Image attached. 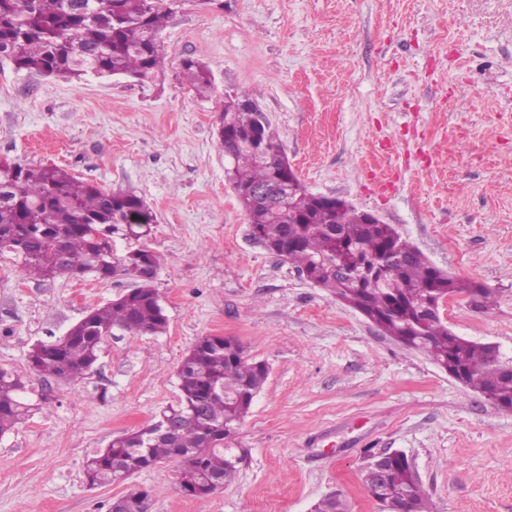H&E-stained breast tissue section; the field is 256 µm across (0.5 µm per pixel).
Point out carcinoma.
<instances>
[{
	"mask_svg": "<svg viewBox=\"0 0 512 512\" xmlns=\"http://www.w3.org/2000/svg\"><path fill=\"white\" fill-rule=\"evenodd\" d=\"M174 13L173 0H0V56L20 69L55 79L125 75L141 81L163 73L161 33ZM180 74L195 94L211 97V74L186 58ZM240 92L224 95L217 134L224 174L243 207L250 236L282 257L307 279L332 292L387 336L419 349L448 373L496 406L512 410V371L490 363V347L448 331L436 313L443 298L471 292L482 306L491 290L448 276L403 239L391 224H370L354 207L337 208L309 192L292 170L277 131L261 112L242 110ZM276 183L281 196L264 200L257 187ZM157 217L130 192H107L59 167H33L0 160V257L23 275L42 280L63 270L96 279L112 272L134 280L119 298L94 308L60 339L38 343L28 354L30 370L61 381L84 377L96 366L114 329L131 336L166 332L168 318L153 278L139 257L144 245L121 256L114 236L139 241ZM403 261L386 269L383 256ZM268 378V368L243 355L242 345L224 336H202L183 356L179 402L173 409L194 419L141 447L132 435L118 438L87 458L91 486L125 480L164 459L180 463L179 491L204 498L236 479L240 464L224 441L250 412ZM24 376L0 369V437L33 409ZM363 485L384 512H432L430 498L403 452L388 460L381 478L363 473ZM145 490L116 497L109 512H147ZM312 512H350L341 493H330Z\"/></svg>",
	"mask_w": 512,
	"mask_h": 512,
	"instance_id": "carcinoma-1",
	"label": "carcinoma"
}]
</instances>
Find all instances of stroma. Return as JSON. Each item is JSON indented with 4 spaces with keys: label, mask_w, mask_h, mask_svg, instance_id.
<instances>
[{
    "label": "stroma",
    "mask_w": 512,
    "mask_h": 512,
    "mask_svg": "<svg viewBox=\"0 0 512 512\" xmlns=\"http://www.w3.org/2000/svg\"><path fill=\"white\" fill-rule=\"evenodd\" d=\"M161 40L160 87L46 78L0 57V159L142 197L168 317L157 336L113 330L79 381L30 375L33 344L133 282L31 279L0 259V369L29 374L36 406L0 437V512H107L133 490L150 491L148 512H311L336 490L351 512H383L361 471L387 450L408 456L435 512H512V411L255 244L216 145L225 93L246 92L309 192L376 214L492 290L490 307L458 297L441 314L510 358L512 0H183ZM186 58L210 69L211 97L181 82ZM206 335L269 369L229 441L247 455L236 480L189 497L163 461L89 486L86 459L177 401V368Z\"/></svg>",
    "instance_id": "obj_1"
}]
</instances>
